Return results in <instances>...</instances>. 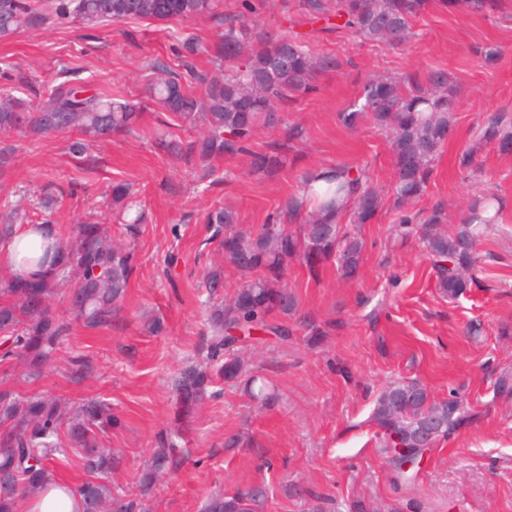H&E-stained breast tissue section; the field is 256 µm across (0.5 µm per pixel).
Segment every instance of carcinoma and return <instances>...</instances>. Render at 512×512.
I'll use <instances>...</instances> for the list:
<instances>
[{"instance_id":"obj_1","label":"carcinoma","mask_w":512,"mask_h":512,"mask_svg":"<svg viewBox=\"0 0 512 512\" xmlns=\"http://www.w3.org/2000/svg\"><path fill=\"white\" fill-rule=\"evenodd\" d=\"M59 22L77 20L86 26L125 20H184L215 13L220 0H47ZM304 16L325 22L326 32L349 33L363 42L390 48L407 46L417 34L413 20L432 7L472 14H490L500 0H301ZM241 12L224 21V32L209 48L214 73L189 76L200 82L203 97L165 66L148 87L149 98L168 112L172 120L196 131L195 140L183 145L159 139L158 147L187 162L203 164L239 154L251 157L252 171L269 172L287 160L288 146L269 143L256 152V136L278 122L277 112L317 89L320 73L333 71L339 62L333 56L317 55L310 41L285 36L269 43L253 37L243 17L252 12L251 0H240ZM40 18L37 0H0V39H8ZM410 85L403 90V84ZM448 73L431 70L423 78L376 77L363 85L352 110L341 113L343 124L354 129L368 119L389 132L394 158L392 182L397 227L403 238L415 233L436 270L437 288L450 300L467 294L474 281L477 248L488 225L501 215L499 197L478 195L468 204L469 216L451 234L440 229L445 213L435 208L428 214L412 213L425 194L440 149L452 133L448 114L458 101L448 88ZM141 106L114 100L84 84L65 79L51 86L37 105L11 92H0V133L47 136L77 132L94 137L133 131ZM478 144H493L504 154L512 153V116L500 112L478 129ZM327 174L306 172L303 189L311 197H290L279 207L277 219L253 235L234 230L235 214L219 209L209 213L213 229L210 240L218 242L224 263L247 277L228 298L224 294V271L211 267L202 286L205 321L210 335L202 359L185 366L174 379V427L155 435L154 446L138 478L139 492L122 489L119 478L125 470L124 454L105 444L119 418L107 400L93 395L78 402L49 397L40 392L24 395L9 382V370L21 369L28 383L39 381L57 352L81 326L99 330L112 326L120 314L133 252L112 239L95 217L89 215L71 228L72 239L52 218L57 196L49 188L36 198L35 209L43 212L41 223L51 226L56 253L62 262L27 277L13 274L0 278V512H22L45 482L57 478V462L73 456L83 479L72 484L80 498L81 512H146L145 501L167 475L189 458L185 442L194 418L209 400L220 394L217 384L235 382L248 372L238 355L239 345L252 342L257 332L288 340L292 330L288 316L298 301L288 290V266L299 262L311 275L326 263L336 266L340 277L359 278L364 263V240L358 232L373 220L382 203L368 169L353 170L336 163ZM322 179L325 187L312 189ZM130 189L124 183L112 187V202L125 213L131 210ZM29 220L27 211L13 209L0 228V240L12 236L13 226ZM63 300L69 318L57 313ZM70 379L82 382L95 375L98 366L88 353L66 357ZM259 407L274 401L264 382L248 379ZM437 420L436 439L448 437L468 413L456 398L436 400L417 382L388 386L378 397L372 420L382 431L387 465L395 481H409L413 474L403 468L402 457L393 448H417L420 431ZM266 490L252 486L231 494L215 492L204 512H265Z\"/></svg>"}]
</instances>
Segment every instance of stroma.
<instances>
[{
  "label": "stroma",
  "mask_w": 512,
  "mask_h": 512,
  "mask_svg": "<svg viewBox=\"0 0 512 512\" xmlns=\"http://www.w3.org/2000/svg\"><path fill=\"white\" fill-rule=\"evenodd\" d=\"M252 2L248 23L265 40L291 35L301 18L299 0ZM238 12V0H223L215 15L187 21L87 27L42 20L0 40V85L41 92L69 70L92 91L142 103L136 132L92 142L81 157L70 151V134H0V151L9 157L0 176V217L29 205L49 183L64 191L54 214L59 224H75L91 212L113 224L117 183L130 184L132 201L144 213L131 242L136 261L123 312L109 328H74L69 342L93 355L95 377L72 382L59 357L31 387L53 397L100 395L111 402L121 423L106 443L125 454L122 485L135 490L156 433L173 418L172 379L198 358L208 334L197 289L220 260L208 242V213L232 209L238 229L254 232L284 199L300 195L305 171L336 162L363 166L382 207L361 228L360 278L344 280L332 265L315 276L297 264L289 268L286 280L298 300L288 319L292 336L243 346L276 402L256 410L243 385L225 384L223 395L197 415L187 442L190 458L158 485L149 512H202L209 493L253 484L266 486L269 512H307L309 491L324 498L325 512H353L360 502L374 512L391 506L397 512H512V400L496 393L498 379L512 376V154L475 145L484 118L512 113V0L489 16L431 9L416 18L418 38L402 49L346 34L313 40L316 53L336 57L340 66L256 137L253 148L261 152L287 139L288 130L300 132L291 139L288 162L268 175L252 173L245 155L206 168L160 150L158 137L187 142L195 131L144 100L155 64L182 74L179 40L213 42L225 19ZM490 49L497 56L484 61L481 53ZM433 68L448 72L459 108L417 210L443 207L451 232L472 197L492 192L504 203L500 222L488 227L479 246L475 281L456 300L441 295L417 239L393 231L394 164L386 136L367 122L349 129L339 118L371 77H420ZM472 147L477 174L461 164ZM154 319L163 322L162 332L147 330ZM312 323L325 335L312 337ZM404 380L421 382L437 399L461 396L470 419L436 443L413 481L397 484L372 412L381 391ZM15 386L31 388L20 379ZM236 433L251 437L254 447H225V438Z\"/></svg>",
  "instance_id": "stroma-1"
}]
</instances>
